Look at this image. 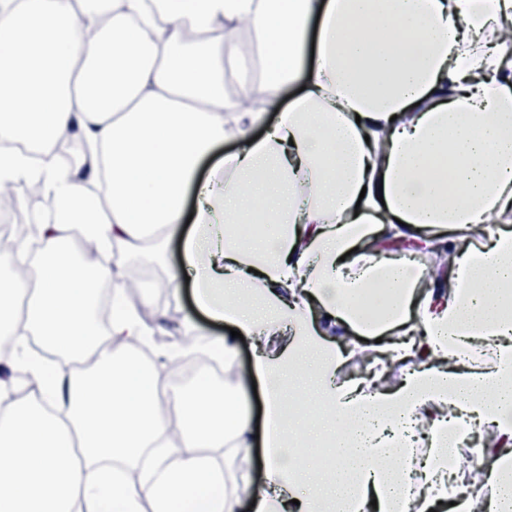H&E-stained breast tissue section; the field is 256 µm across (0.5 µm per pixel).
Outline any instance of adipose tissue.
<instances>
[{
	"label": "adipose tissue",
	"mask_w": 512,
	"mask_h": 512,
	"mask_svg": "<svg viewBox=\"0 0 512 512\" xmlns=\"http://www.w3.org/2000/svg\"><path fill=\"white\" fill-rule=\"evenodd\" d=\"M137 2L0 0V140L41 145L57 208L36 251L0 252V341L76 363L0 382V512H138L144 492L155 512H239L245 496L288 512L294 488L299 512H402L412 492L420 512H512V0H158L155 40ZM241 23L271 53L259 108L225 92L246 54L216 30ZM76 127L105 151L94 193L53 174ZM227 141L237 151L201 176ZM172 241L167 285L193 269L198 307L253 343L264 489L224 488V445L253 448L237 383L173 387L132 351L146 328L123 306L127 262ZM409 241L445 245L446 287L424 289ZM318 313L345 346L321 341ZM273 324L294 337L275 354ZM368 353L369 377L337 380ZM471 425L475 474L448 465L449 435ZM325 438L332 468L294 452Z\"/></svg>",
	"instance_id": "adipose-tissue-1"
}]
</instances>
